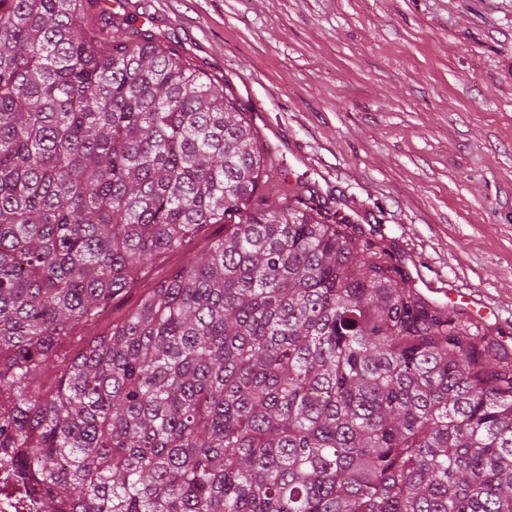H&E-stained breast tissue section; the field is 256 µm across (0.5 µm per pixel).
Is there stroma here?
Instances as JSON below:
<instances>
[{"mask_svg":"<svg viewBox=\"0 0 512 512\" xmlns=\"http://www.w3.org/2000/svg\"><path fill=\"white\" fill-rule=\"evenodd\" d=\"M223 82L278 164L259 194L355 224L429 304L455 288L472 333L512 361V0H124ZM158 257L74 352L169 273Z\"/></svg>","mask_w":512,"mask_h":512,"instance_id":"1","label":"stroma"}]
</instances>
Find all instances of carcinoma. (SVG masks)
<instances>
[{"label":"carcinoma","instance_id":"1","mask_svg":"<svg viewBox=\"0 0 512 512\" xmlns=\"http://www.w3.org/2000/svg\"><path fill=\"white\" fill-rule=\"evenodd\" d=\"M95 0H0V457L41 512H512V362L312 201L224 86ZM171 268L62 359L160 254ZM60 367L50 364L37 373L30 382L29 390L43 398L50 397L56 389Z\"/></svg>","mask_w":512,"mask_h":512}]
</instances>
